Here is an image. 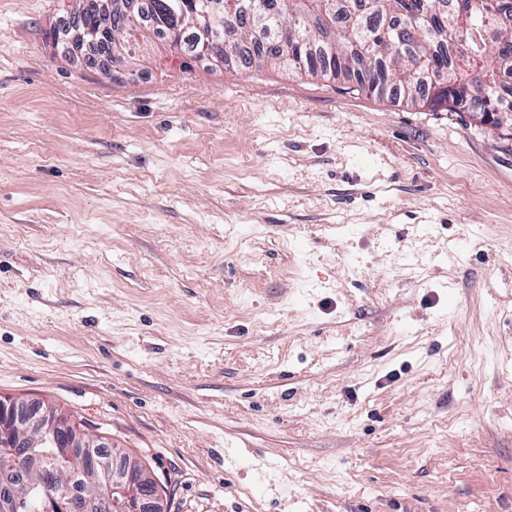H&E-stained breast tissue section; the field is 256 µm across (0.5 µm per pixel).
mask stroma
I'll return each mask as SVG.
<instances>
[{
	"label": "stroma",
	"instance_id": "1",
	"mask_svg": "<svg viewBox=\"0 0 512 512\" xmlns=\"http://www.w3.org/2000/svg\"><path fill=\"white\" fill-rule=\"evenodd\" d=\"M0 0V396L168 512H512V139L279 66L104 79Z\"/></svg>",
	"mask_w": 512,
	"mask_h": 512
}]
</instances>
